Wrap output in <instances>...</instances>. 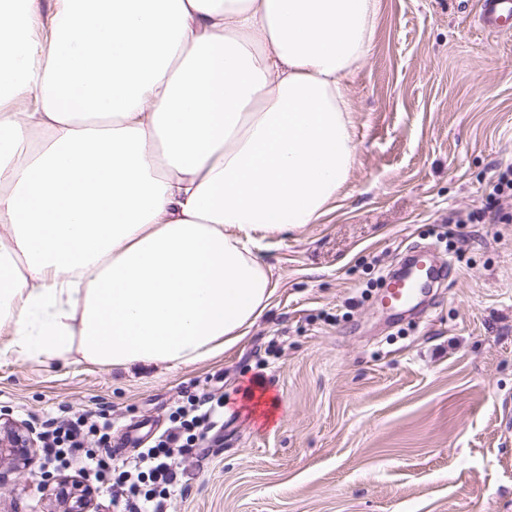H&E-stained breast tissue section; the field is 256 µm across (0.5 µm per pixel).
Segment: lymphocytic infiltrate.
<instances>
[{
	"label": "lymphocytic infiltrate",
	"instance_id": "obj_1",
	"mask_svg": "<svg viewBox=\"0 0 512 512\" xmlns=\"http://www.w3.org/2000/svg\"><path fill=\"white\" fill-rule=\"evenodd\" d=\"M171 418L172 427L118 466L112 463L110 418L61 421L47 434L44 464L55 470L80 462L83 473L94 476L113 498L122 500L124 512H168L179 485L175 458L223 430L224 400L201 394L188 404L176 405Z\"/></svg>",
	"mask_w": 512,
	"mask_h": 512
}]
</instances>
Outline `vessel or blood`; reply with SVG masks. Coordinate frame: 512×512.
Listing matches in <instances>:
<instances>
[{
    "label": "vessel or blood",
    "mask_w": 512,
    "mask_h": 512,
    "mask_svg": "<svg viewBox=\"0 0 512 512\" xmlns=\"http://www.w3.org/2000/svg\"><path fill=\"white\" fill-rule=\"evenodd\" d=\"M479 4L476 15L479 28L493 33L512 31V0H479ZM440 274L441 267L431 250H414L402 272L388 277L379 302L389 311H400L412 304Z\"/></svg>",
    "instance_id": "1"
}]
</instances>
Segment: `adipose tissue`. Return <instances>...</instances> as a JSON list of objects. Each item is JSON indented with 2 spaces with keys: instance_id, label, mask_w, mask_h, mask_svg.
I'll return each mask as SVG.
<instances>
[{
  "instance_id": "ef3b65f1",
  "label": "adipose tissue",
  "mask_w": 512,
  "mask_h": 512,
  "mask_svg": "<svg viewBox=\"0 0 512 512\" xmlns=\"http://www.w3.org/2000/svg\"><path fill=\"white\" fill-rule=\"evenodd\" d=\"M0 0V335L29 360L177 367L235 346L356 160L379 0ZM23 102L27 111L15 109Z\"/></svg>"
}]
</instances>
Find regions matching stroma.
Listing matches in <instances>:
<instances>
[{
  "mask_svg": "<svg viewBox=\"0 0 512 512\" xmlns=\"http://www.w3.org/2000/svg\"><path fill=\"white\" fill-rule=\"evenodd\" d=\"M476 8L380 0L346 85L356 163L325 215L264 242L278 287L243 341L143 372L1 354L0 409L39 432L106 412L120 435L223 396L173 512H512V222L479 220L512 164V34L480 32ZM415 244L450 267L396 317L378 287ZM5 482L0 512H50L39 459Z\"/></svg>",
  "mask_w": 512,
  "mask_h": 512,
  "instance_id": "obj_1",
  "label": "stroma"
}]
</instances>
